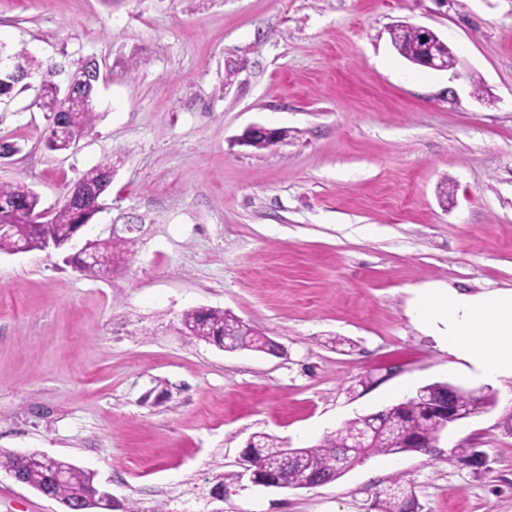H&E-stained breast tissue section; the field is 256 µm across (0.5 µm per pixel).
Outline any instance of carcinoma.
<instances>
[{
	"label": "carcinoma",
	"instance_id": "carcinoma-1",
	"mask_svg": "<svg viewBox=\"0 0 512 512\" xmlns=\"http://www.w3.org/2000/svg\"><path fill=\"white\" fill-rule=\"evenodd\" d=\"M391 40L397 52L407 60L415 63L425 52V42L412 26L402 25L392 31ZM12 64L0 67V101L9 102L17 93L31 88L26 79L36 72L41 81L37 87L36 101L39 108L46 112L47 118L58 117L67 112L77 113L75 120L67 124L64 137L47 144L52 151H65L73 142L92 128L97 119L91 102L96 94V80L88 78L78 87L74 98L63 100L60 83L55 81L61 69L56 65L43 66L24 49L9 55ZM114 164L106 161L88 171L76 183L83 193L77 203H64L54 212L50 223L38 230L26 224L15 227V235L27 242L33 250L41 249L43 239L51 237L59 243L66 242L76 224H88L100 212L97 203L112 184ZM20 204L31 213L40 212V197L32 187L23 181L0 183V213L8 212L15 204ZM133 238L114 235L106 239H96L93 247L106 255L109 264L130 254ZM183 327L192 335L214 344L223 345L228 341L232 350H253L271 353L273 344L269 338L244 324L235 315L219 309L188 310L182 315ZM449 383H430L416 390L404 401L377 411L371 417L377 419L378 435L370 447L359 449L352 464H358L375 454H397L414 450V438L434 435L439 431L441 422L432 413L434 403L448 396ZM465 406L472 415L495 407L496 399L489 390H460ZM364 417L360 416L345 423L334 433L325 436L317 445L297 449V457L286 470L288 484L297 485L310 475H326L332 472L339 448L351 442L353 436L362 427ZM257 447L246 449V454L254 461L269 467L278 465L282 458L283 445L280 440L268 434L254 436ZM67 481L55 483L46 474H37L33 483L41 486L61 504L78 505L84 512H95L101 508L99 489L94 485L93 477L85 471L66 464ZM418 512L414 485L397 476L382 491L378 492L373 502L375 512Z\"/></svg>",
	"mask_w": 512,
	"mask_h": 512
}]
</instances>
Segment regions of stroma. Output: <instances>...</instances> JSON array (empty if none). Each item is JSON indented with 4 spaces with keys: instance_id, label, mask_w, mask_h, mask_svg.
Wrapping results in <instances>:
<instances>
[{
    "instance_id": "obj_1",
    "label": "stroma",
    "mask_w": 512,
    "mask_h": 512,
    "mask_svg": "<svg viewBox=\"0 0 512 512\" xmlns=\"http://www.w3.org/2000/svg\"><path fill=\"white\" fill-rule=\"evenodd\" d=\"M398 24L431 29L455 66L405 60ZM0 43L101 70L99 117L67 152L46 149L34 91L0 104L19 146L0 182L51 214L110 160L93 235L140 227L105 276L0 253V451L72 463L139 512H374L397 475L422 512H512L511 377L436 452L313 489L237 477L253 435L303 448L395 405L407 378L458 384L406 310L419 285L512 288V0H0ZM254 123L288 136L238 144ZM199 307L282 353L189 335ZM0 512L64 507L0 469Z\"/></svg>"
}]
</instances>
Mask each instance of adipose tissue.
Listing matches in <instances>:
<instances>
[{"mask_svg":"<svg viewBox=\"0 0 512 512\" xmlns=\"http://www.w3.org/2000/svg\"><path fill=\"white\" fill-rule=\"evenodd\" d=\"M408 315L455 358L461 379L492 385L512 377V289L424 285L413 288Z\"/></svg>","mask_w":512,"mask_h":512,"instance_id":"1","label":"adipose tissue"}]
</instances>
